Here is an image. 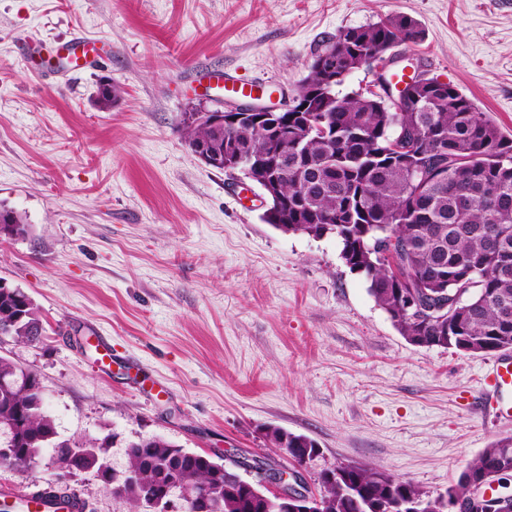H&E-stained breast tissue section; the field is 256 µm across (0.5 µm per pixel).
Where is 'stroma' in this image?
Listing matches in <instances>:
<instances>
[{
  "label": "stroma",
  "mask_w": 512,
  "mask_h": 512,
  "mask_svg": "<svg viewBox=\"0 0 512 512\" xmlns=\"http://www.w3.org/2000/svg\"><path fill=\"white\" fill-rule=\"evenodd\" d=\"M393 15L425 33L396 54L512 138V0H0V209L31 226L0 240V278L45 328L0 355L38 372L63 438L116 434L120 470L141 435L266 455L277 426L317 442L312 491L320 470L357 463L434 496L512 436V414L476 405L492 355L410 343L336 237L267 224L263 189L184 137L187 112L225 104L194 88L195 67L290 93L339 31ZM77 35L107 45L91 69L37 75L17 53ZM67 484L84 512L130 510L93 474Z\"/></svg>",
  "instance_id": "35a3bbf8"
}]
</instances>
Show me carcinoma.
<instances>
[{
	"instance_id": "carcinoma-1",
	"label": "carcinoma",
	"mask_w": 512,
	"mask_h": 512,
	"mask_svg": "<svg viewBox=\"0 0 512 512\" xmlns=\"http://www.w3.org/2000/svg\"><path fill=\"white\" fill-rule=\"evenodd\" d=\"M421 40L417 23L398 15L342 30L324 47L331 69L310 75L322 94L310 100L308 121L288 113V155L279 157L272 171L285 202L271 201L264 220L287 224L293 233L336 236L345 265L364 274L371 295L409 342L472 354L505 351L512 348V139L449 83L422 91L424 108L399 114L370 96L334 92L344 74L377 46ZM322 115L336 128V139L315 129ZM397 128L409 130L402 157L389 148ZM184 135L190 146L216 140L212 130L188 120ZM221 136L234 142L241 159L270 153L263 134L251 125H228ZM381 226L395 239L393 265L366 236ZM29 232L15 212L0 210V239ZM464 278L475 286L444 322L405 310L406 295L431 299ZM40 328L42 316L31 297L10 283L0 285V331L7 332L0 341L7 336L35 343ZM266 438L301 464L318 456L317 443L306 436L270 428ZM112 444L111 434L93 437L71 453L44 411L38 372L0 356V448L13 449L11 458L0 457V467L30 475L53 449L56 473L46 481L44 498L69 499L61 478L78 471L125 498L131 512H163L157 501L175 497L183 501L182 512H261V500L245 489L249 484L259 489L262 478H244L235 459L219 462L161 436H145L126 444V466L116 472L107 462ZM509 474L512 441L501 439L436 496L377 467L351 463L321 470L317 481L321 512H397L400 503L442 512Z\"/></svg>"
}]
</instances>
